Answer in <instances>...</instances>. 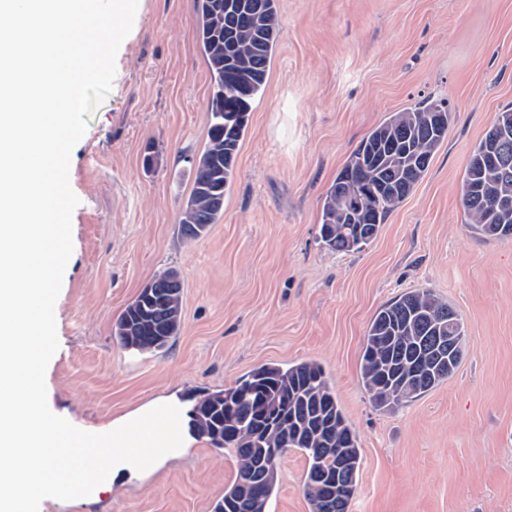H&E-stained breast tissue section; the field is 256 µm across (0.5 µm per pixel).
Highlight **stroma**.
Here are the masks:
<instances>
[{
	"mask_svg": "<svg viewBox=\"0 0 512 512\" xmlns=\"http://www.w3.org/2000/svg\"><path fill=\"white\" fill-rule=\"evenodd\" d=\"M195 0H139L111 91L74 147L73 252L55 306L50 409L101 433L156 400L193 399L264 364L317 361L361 450L351 512H512V238L471 233L459 185L512 108V0H279L278 45L253 105L224 214L199 239L179 220L207 140L208 68ZM449 102L444 143L360 250L321 240L322 200L362 137L420 99ZM183 280L182 323L156 353L123 348L116 319L156 274ZM429 288L463 319L455 373L393 411L360 379L367 326ZM285 454L269 512H309ZM235 461L202 437L159 465L39 512H211Z\"/></svg>",
	"mask_w": 512,
	"mask_h": 512,
	"instance_id": "obj_1",
	"label": "stroma"
}]
</instances>
